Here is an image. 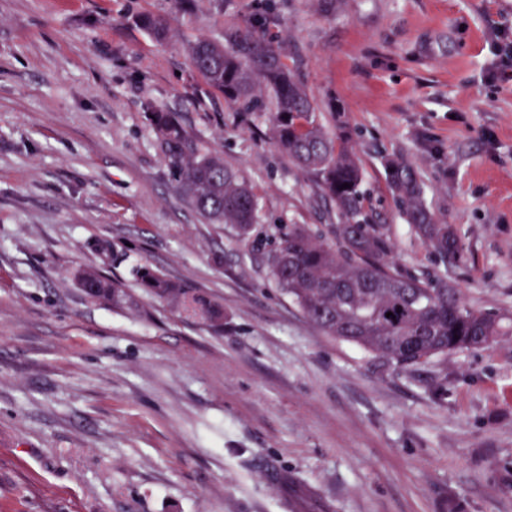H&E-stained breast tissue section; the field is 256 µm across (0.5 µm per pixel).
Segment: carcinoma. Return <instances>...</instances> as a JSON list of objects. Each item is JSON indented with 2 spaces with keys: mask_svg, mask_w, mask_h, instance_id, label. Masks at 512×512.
<instances>
[{
  "mask_svg": "<svg viewBox=\"0 0 512 512\" xmlns=\"http://www.w3.org/2000/svg\"><path fill=\"white\" fill-rule=\"evenodd\" d=\"M138 24L159 40L167 38L161 16L144 15ZM188 54L194 70L231 104L249 103L258 91L272 95L269 123L277 148L317 177L343 219L330 238L308 224L281 226L268 236L269 276L310 322L400 373L450 352L484 347L503 334L502 315L475 309L448 282L407 273L388 260L391 229L362 216V173L350 134L325 131L302 79L282 62L278 46L253 30H231L222 43L199 39L189 44ZM146 115L176 186L207 220L229 224L240 240L249 241L259 214L252 188L220 155L198 148L172 113L148 106ZM384 168L391 195L414 234L441 262L462 261L452 228L425 204L415 167L394 155L385 159ZM88 247L101 265L74 273L86 296L114 311L138 306L133 293L103 271L118 260L115 245L95 239ZM135 274L143 292L178 316L224 330V307L201 289L149 265L137 267Z\"/></svg>",
  "mask_w": 512,
  "mask_h": 512,
  "instance_id": "1",
  "label": "carcinoma"
}]
</instances>
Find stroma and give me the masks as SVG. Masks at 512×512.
<instances>
[{
	"label": "stroma",
	"instance_id": "stroma-1",
	"mask_svg": "<svg viewBox=\"0 0 512 512\" xmlns=\"http://www.w3.org/2000/svg\"><path fill=\"white\" fill-rule=\"evenodd\" d=\"M251 27L351 131L398 265L512 316V78H487L512 0H0V512H512V331L397 372L316 328L264 247L170 182L150 105L253 186L263 233L340 223L277 149L272 101L229 104L189 62ZM393 153L466 263L405 223ZM95 238L129 288L149 264L220 300L223 334L145 295L89 301L73 274Z\"/></svg>",
	"mask_w": 512,
	"mask_h": 512
}]
</instances>
